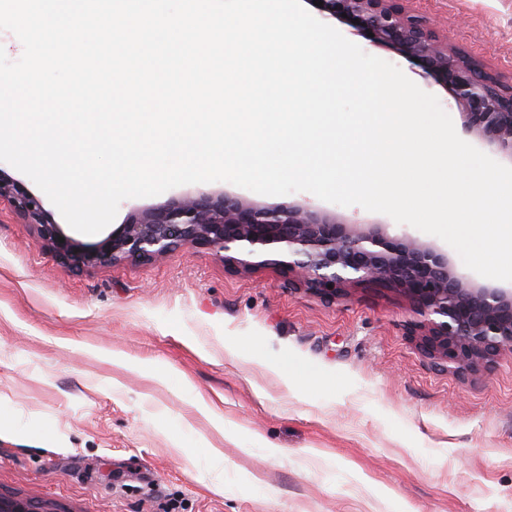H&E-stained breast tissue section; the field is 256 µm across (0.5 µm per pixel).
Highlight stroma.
Returning a JSON list of instances; mask_svg holds the SVG:
<instances>
[{"label": "stroma", "mask_w": 512, "mask_h": 512, "mask_svg": "<svg viewBox=\"0 0 512 512\" xmlns=\"http://www.w3.org/2000/svg\"><path fill=\"white\" fill-rule=\"evenodd\" d=\"M409 7L512 87V0ZM407 317L395 292L328 303L199 247L78 272L1 205L0 494L61 512H512V351L446 371Z\"/></svg>", "instance_id": "1"}]
</instances>
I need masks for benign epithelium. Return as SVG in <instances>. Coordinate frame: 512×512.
I'll list each match as a JSON object with an SVG mask.
<instances>
[{
    "label": "benign epithelium",
    "instance_id": "benign-epithelium-1",
    "mask_svg": "<svg viewBox=\"0 0 512 512\" xmlns=\"http://www.w3.org/2000/svg\"><path fill=\"white\" fill-rule=\"evenodd\" d=\"M316 10L392 52L443 88L469 132L512 162V89L417 19L408 0H322ZM0 201L59 260L77 271L163 257L181 247L212 250L243 271L267 267L334 302L358 285L399 293L422 352L446 370H477L512 351V289L475 285L448 257L415 238L392 237L295 203L260 205L227 192L198 190L144 210L102 241L85 246L63 233L40 196L0 169ZM0 512H54L31 499L0 495Z\"/></svg>",
    "mask_w": 512,
    "mask_h": 512
}]
</instances>
